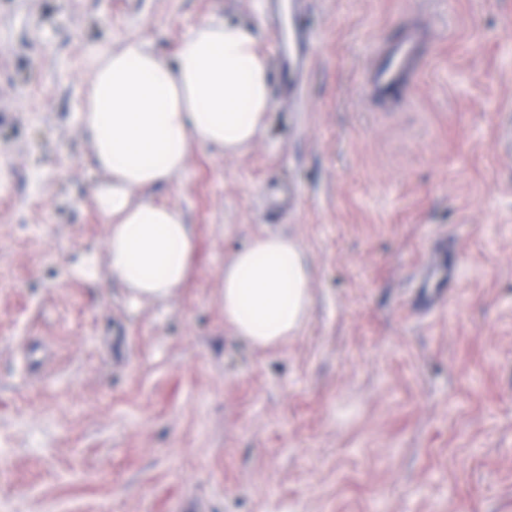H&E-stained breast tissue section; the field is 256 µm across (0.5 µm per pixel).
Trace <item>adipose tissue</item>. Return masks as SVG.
Returning <instances> with one entry per match:
<instances>
[{
	"label": "adipose tissue",
	"instance_id": "1",
	"mask_svg": "<svg viewBox=\"0 0 512 512\" xmlns=\"http://www.w3.org/2000/svg\"><path fill=\"white\" fill-rule=\"evenodd\" d=\"M270 66L240 25L202 22L166 61L131 40L94 69L82 123L106 179L93 203L108 226L111 275L136 300L163 299L185 283L195 238L183 211L150 191L181 173L196 148L250 146L270 106ZM311 269L299 242L254 235L225 264L224 322L254 346H278L302 325Z\"/></svg>",
	"mask_w": 512,
	"mask_h": 512
}]
</instances>
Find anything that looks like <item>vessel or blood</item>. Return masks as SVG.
Masks as SVG:
<instances>
[{
	"label": "vessel or blood",
	"mask_w": 512,
	"mask_h": 512,
	"mask_svg": "<svg viewBox=\"0 0 512 512\" xmlns=\"http://www.w3.org/2000/svg\"><path fill=\"white\" fill-rule=\"evenodd\" d=\"M309 2L289 0L288 35L278 47L281 92L291 103L299 98L310 61L312 32L306 23ZM430 35L429 25L418 24L397 42L375 49L365 76L367 92L388 103H400L418 77L420 48ZM425 268L422 288L430 295L445 293L455 269L454 256L445 253L433 256Z\"/></svg>",
	"instance_id": "vessel-or-blood-1"
}]
</instances>
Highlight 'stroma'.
I'll return each mask as SVG.
<instances>
[{"instance_id":"obj_1","label":"stroma","mask_w":512,"mask_h":512,"mask_svg":"<svg viewBox=\"0 0 512 512\" xmlns=\"http://www.w3.org/2000/svg\"><path fill=\"white\" fill-rule=\"evenodd\" d=\"M313 2L304 111L274 75L250 148L152 190L196 249L176 294L135 302L91 202L92 71L213 19L275 72L263 0H0V512H512V0ZM425 22L406 101L370 98L373 45ZM258 232L313 272L265 350L219 300ZM438 240L457 274L427 309Z\"/></svg>"}]
</instances>
